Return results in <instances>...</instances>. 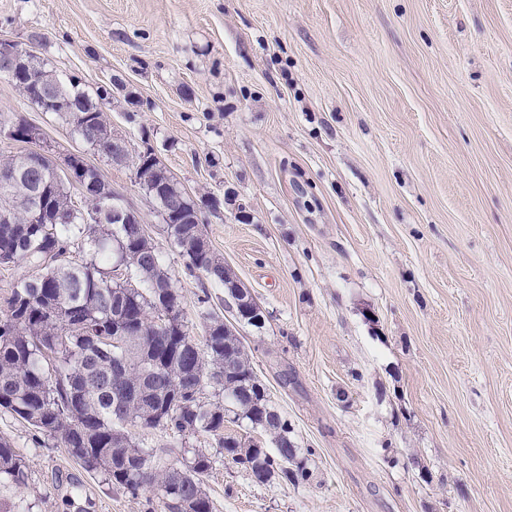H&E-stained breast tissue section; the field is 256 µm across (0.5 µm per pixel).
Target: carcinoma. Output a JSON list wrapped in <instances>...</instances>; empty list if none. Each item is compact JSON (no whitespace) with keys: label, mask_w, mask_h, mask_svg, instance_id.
<instances>
[{"label":"carcinoma","mask_w":512,"mask_h":512,"mask_svg":"<svg viewBox=\"0 0 512 512\" xmlns=\"http://www.w3.org/2000/svg\"><path fill=\"white\" fill-rule=\"evenodd\" d=\"M59 83L86 110L89 145L112 151L109 123L97 108L119 83L93 94L74 79ZM21 158L20 151L0 159V169L18 174L0 191V208L12 219L0 223V265L23 261L38 274L18 282L0 309V411L58 439L85 469L131 495L157 491L159 512H212L202 478L214 459L196 449L184 464L155 467L136 429L209 437L227 463L246 467L258 483L306 479L288 420L270 398L258 396L262 383L251 358L238 337L224 335V319L207 314L202 338L192 336L165 256L145 249L140 225L84 223L67 189L32 169L31 157ZM41 193L52 209L31 224L29 203ZM166 232L190 274L224 285V261L201 250L202 225L168 224ZM73 250L80 260L53 261ZM118 262L139 287H117L112 265ZM163 311L170 319L154 323ZM207 386L215 399L203 397ZM262 415L284 447L270 451L224 433L226 420L252 430ZM1 478L18 487L29 479L24 456L2 438Z\"/></svg>","instance_id":"carcinoma-1"}]
</instances>
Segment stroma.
<instances>
[{"label":"stroma","instance_id":"1","mask_svg":"<svg viewBox=\"0 0 512 512\" xmlns=\"http://www.w3.org/2000/svg\"><path fill=\"white\" fill-rule=\"evenodd\" d=\"M81 88L203 209L262 306L236 332L309 471L260 484L200 448L213 512H512V0H0V37ZM0 111L85 150L0 76ZM91 161L143 216L194 336L224 288L186 272L131 168ZM29 465L0 502L150 512L0 412Z\"/></svg>","mask_w":512,"mask_h":512}]
</instances>
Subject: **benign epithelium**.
<instances>
[{
	"instance_id": "obj_1",
	"label": "benign epithelium",
	"mask_w": 512,
	"mask_h": 512,
	"mask_svg": "<svg viewBox=\"0 0 512 512\" xmlns=\"http://www.w3.org/2000/svg\"><path fill=\"white\" fill-rule=\"evenodd\" d=\"M37 38L32 37L27 41H18L0 38V75L7 77L14 86L20 85V79L28 77V82L36 85L43 99L51 103L57 96L56 85L44 79V75L33 65L37 53L32 44ZM5 138L12 143L28 146V151L45 157L48 171L56 181L78 189L79 197L71 198L72 208L79 212L87 224H96L102 218L101 212H112L114 224H142L143 217L140 212L131 207L122 195L112 190V186L99 178L94 184H85L83 178L76 176V172H85L92 167L84 152H70L63 157H58L42 146V133L32 124L27 125V133L18 132V125L3 123L0 125V138ZM112 137V153L106 155V159L113 165H128L132 168L135 183L145 187V195L158 203V213L163 223L170 222L173 212L164 204V199L169 197V190L174 187L175 180L168 169L160 163L152 149L148 148L136 156H131L126 141L115 134ZM239 285L237 279H232L227 290L232 299L231 309L235 322L249 323L258 328L265 323V316L260 304L254 297H245L244 293L236 289Z\"/></svg>"
}]
</instances>
